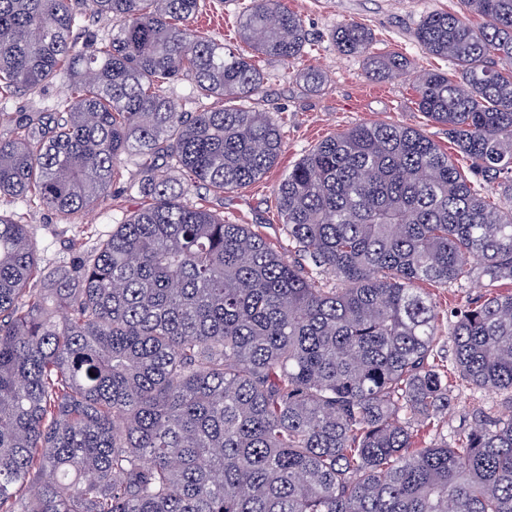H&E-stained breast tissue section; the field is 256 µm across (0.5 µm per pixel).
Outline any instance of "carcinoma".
<instances>
[{
	"instance_id": "cac0c4a2",
	"label": "carcinoma",
	"mask_w": 512,
	"mask_h": 512,
	"mask_svg": "<svg viewBox=\"0 0 512 512\" xmlns=\"http://www.w3.org/2000/svg\"><path fill=\"white\" fill-rule=\"evenodd\" d=\"M461 2L415 31L454 72L414 84L468 171L404 124L325 138L274 192L298 262L184 198L249 187L283 146L254 60L187 32L200 0H0V89L70 87L53 122L0 140V196L67 217L126 156L143 199L39 290L27 225L0 211V512H512V414L475 408L415 446L451 404L418 285L512 284V207L469 179L512 201V0ZM95 17L112 32L78 40ZM238 34L283 62L309 44L283 0H251ZM331 39L378 79L409 74L361 24ZM184 75L220 106L183 110L165 88ZM451 317L458 378L512 394V291Z\"/></svg>"
}]
</instances>
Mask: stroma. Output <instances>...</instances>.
I'll use <instances>...</instances> for the list:
<instances>
[{
	"label": "stroma",
	"mask_w": 512,
	"mask_h": 512,
	"mask_svg": "<svg viewBox=\"0 0 512 512\" xmlns=\"http://www.w3.org/2000/svg\"><path fill=\"white\" fill-rule=\"evenodd\" d=\"M303 21L310 41L305 55L291 63L256 58L267 79L258 100L260 110L269 112L283 134V149L276 164L255 183L236 193L219 194L202 185L192 187L188 197L225 220L251 225L275 249L288 248L274 190L289 168L321 140L362 122L399 123L427 134L443 151L453 152L446 127L431 123L419 112L412 79L382 81L372 78L363 58L340 54L330 39L335 28L358 22L369 28L376 49L391 50L406 58L412 71H448V60L427 54L414 32L420 21L435 12H461L460 0H285ZM243 0H204V6L189 28L225 47L241 49L238 36H225V18H238ZM315 66L325 79L319 90H309L298 75ZM67 78L60 77L34 95L0 93V140L10 138L20 113H53L65 97ZM138 178V169L122 160L118 175L92 212L61 217L45 209L26 207L20 200L0 198V210L14 214L26 224L36 245L40 268L67 266L76 262L99 239L107 237L114 225L123 223L140 200L128 185ZM486 282L453 284L445 288L427 285L439 312L436 350L444 360L452 358L448 338V316L469 300L486 293ZM453 407L442 420L441 434L454 435L466 427L465 411L482 406L494 413L507 407L512 397L505 393L477 392L462 386L453 388Z\"/></svg>",
	"instance_id": "stroma-1"
}]
</instances>
